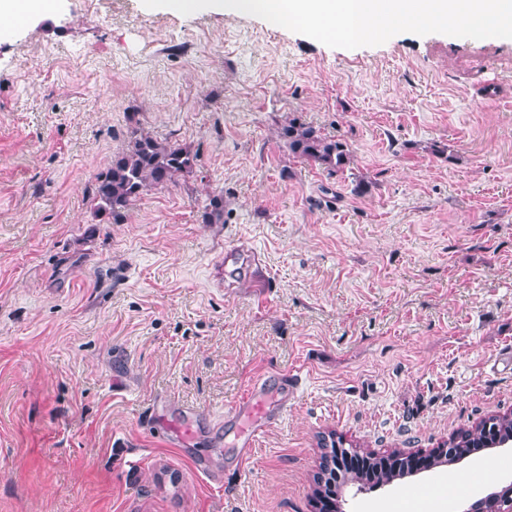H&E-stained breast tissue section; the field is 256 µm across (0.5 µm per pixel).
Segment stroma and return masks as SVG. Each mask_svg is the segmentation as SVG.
<instances>
[{
	"label": "stroma",
	"instance_id": "35a3bbf8",
	"mask_svg": "<svg viewBox=\"0 0 512 512\" xmlns=\"http://www.w3.org/2000/svg\"><path fill=\"white\" fill-rule=\"evenodd\" d=\"M292 119L349 164L295 157ZM136 130L196 167L95 218ZM511 347L512 39L332 48L142 0H57L0 38V512H315L321 435L438 447L512 411ZM285 372L288 409L241 461L225 412ZM156 401L212 422L173 444ZM488 469L512 480V446L345 487L342 509L455 472L464 512Z\"/></svg>",
	"mask_w": 512,
	"mask_h": 512
}]
</instances>
